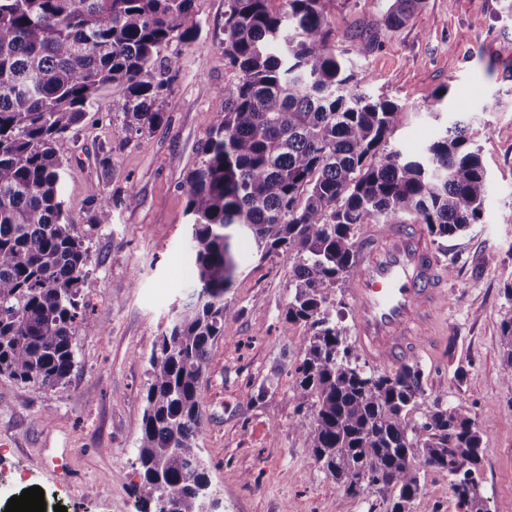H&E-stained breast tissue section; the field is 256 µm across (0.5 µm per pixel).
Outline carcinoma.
<instances>
[{"label": "carcinoma", "mask_w": 512, "mask_h": 512, "mask_svg": "<svg viewBox=\"0 0 512 512\" xmlns=\"http://www.w3.org/2000/svg\"><path fill=\"white\" fill-rule=\"evenodd\" d=\"M224 0V68L201 163L187 177L191 257L200 289L158 337L149 359L138 440L137 512H212L209 466L198 442L199 382L224 335V295L239 268L235 242L249 237L296 259L285 325L309 336L294 368L293 399L312 420L310 454L356 493L353 478L394 493L410 512L418 466L448 472L460 512H487L477 480L448 469L449 449L477 471L482 438L461 407L422 397L413 360L376 374L346 344L332 317L336 285L357 272L366 224H423L454 237L480 219L489 179L469 127L454 121L415 156L389 145L400 106L363 92L336 53L328 20L336 0ZM425 0H387L381 22L404 26ZM193 0H0V375L38 388L62 385L75 364L79 326L100 327L80 305L89 248L65 221L56 145L77 137L88 108L121 90L123 130L164 120L161 103L180 70L182 29ZM94 223L112 200L88 196ZM500 382L512 385V320Z\"/></svg>", "instance_id": "obj_1"}]
</instances>
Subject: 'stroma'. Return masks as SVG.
<instances>
[{
    "label": "stroma",
    "instance_id": "35a3bbf8",
    "mask_svg": "<svg viewBox=\"0 0 512 512\" xmlns=\"http://www.w3.org/2000/svg\"><path fill=\"white\" fill-rule=\"evenodd\" d=\"M385 0H337L329 20L363 90L400 105L390 143L420 151L453 120L477 133L489 191L476 224L433 249L446 273L438 342L420 350L427 401L464 407L483 438L481 491L489 512L512 507V387L500 383L512 319V0H426L405 27L386 29ZM194 41L162 109L143 134L122 129L119 92L105 90L76 139L58 145L66 215L90 251L81 296L100 330H77L65 385L39 389L0 375V512L38 486L67 512H135L137 441L149 357L174 310L197 287L189 265L186 176L223 111L224 0H194ZM445 99L439 109L436 94ZM113 202L96 225L91 187ZM225 295L224 334L201 379L198 441L211 495L224 512H390L392 492H347L310 455L298 431L290 372L306 330L282 328L295 259L239 246ZM265 396H258L261 384ZM411 512H458L447 472L421 468Z\"/></svg>",
    "mask_w": 512,
    "mask_h": 512
}]
</instances>
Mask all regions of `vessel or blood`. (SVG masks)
I'll use <instances>...</instances> for the list:
<instances>
[{"label":"vessel or blood","instance_id":"1","mask_svg":"<svg viewBox=\"0 0 512 512\" xmlns=\"http://www.w3.org/2000/svg\"><path fill=\"white\" fill-rule=\"evenodd\" d=\"M357 254L358 273L347 293L361 350L387 364L414 357L425 339L413 335V325L428 323L446 294L432 247L416 225L371 224Z\"/></svg>","mask_w":512,"mask_h":512}]
</instances>
